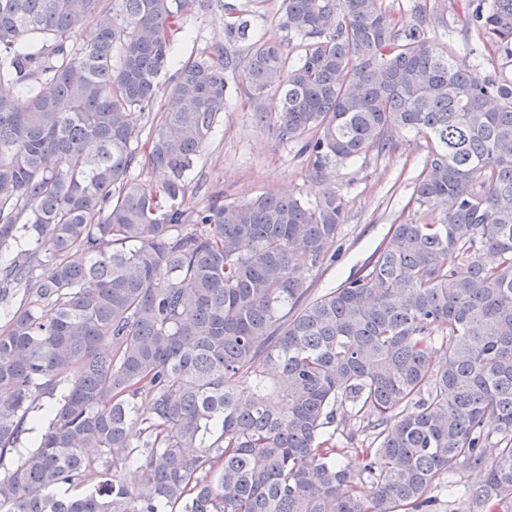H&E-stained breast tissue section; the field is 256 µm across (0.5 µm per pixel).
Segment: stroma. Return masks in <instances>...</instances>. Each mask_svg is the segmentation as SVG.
<instances>
[{"instance_id":"obj_1","label":"stroma","mask_w":512,"mask_h":512,"mask_svg":"<svg viewBox=\"0 0 512 512\" xmlns=\"http://www.w3.org/2000/svg\"><path fill=\"white\" fill-rule=\"evenodd\" d=\"M280 5L281 0H210L209 7L187 19L176 34L175 59L224 47V19L236 11L247 15L255 36L284 39L277 25ZM429 6L434 13L432 42L452 49L456 62L473 66L475 58L464 48L458 12L449 10L448 0H430ZM226 81L224 116L188 173L185 208H201L214 195L239 203L282 193L312 202L326 190H336L346 200V219L338 232L335 261L305 274V286L314 297L361 273L391 225L427 222L426 208L412 198L429 153L423 136L403 133L389 154L334 162L317 173L297 146L279 143L273 136L267 119L279 106L278 95L253 100L243 92L238 75L227 73Z\"/></svg>"}]
</instances>
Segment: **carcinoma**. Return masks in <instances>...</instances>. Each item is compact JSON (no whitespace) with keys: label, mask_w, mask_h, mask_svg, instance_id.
<instances>
[{"label":"carcinoma","mask_w":512,"mask_h":512,"mask_svg":"<svg viewBox=\"0 0 512 512\" xmlns=\"http://www.w3.org/2000/svg\"><path fill=\"white\" fill-rule=\"evenodd\" d=\"M101 2L0 0V86L26 95H0V301L23 292L0 334V512H435L462 466L485 472L469 512H512V80L459 68L423 0L410 25L383 0H281L298 58L261 39L242 57L249 21L225 22L143 143L205 0ZM463 28L512 57V0H469ZM228 70L280 94L274 137L317 172L424 135L432 221L392 225L365 273L312 298L336 191L183 208ZM141 143L158 189L130 176ZM346 404L371 436L356 476L324 432Z\"/></svg>","instance_id":"cac0c4a2"}]
</instances>
